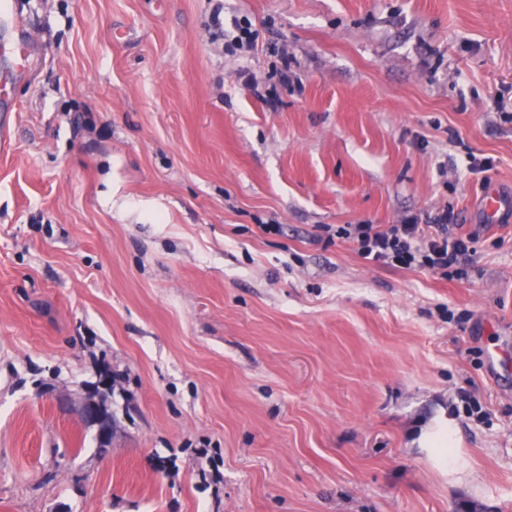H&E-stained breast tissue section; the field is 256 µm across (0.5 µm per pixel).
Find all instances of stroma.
Here are the masks:
<instances>
[{"mask_svg": "<svg viewBox=\"0 0 512 512\" xmlns=\"http://www.w3.org/2000/svg\"><path fill=\"white\" fill-rule=\"evenodd\" d=\"M20 2L0 512H512V0ZM443 209L461 280L326 233ZM509 208L510 204L501 197L498 190L493 186L488 187L479 200V209L487 220H498ZM81 416L88 426L95 429L99 448H109L112 432V411L109 405L91 397L81 407Z\"/></svg>", "mask_w": 512, "mask_h": 512, "instance_id": "35a3bbf8", "label": "stroma"}]
</instances>
